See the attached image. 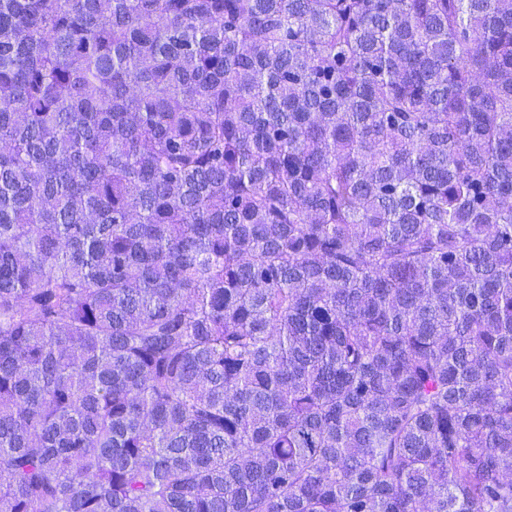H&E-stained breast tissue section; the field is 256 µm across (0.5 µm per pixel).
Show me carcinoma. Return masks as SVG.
<instances>
[{"label": "carcinoma", "mask_w": 512, "mask_h": 512, "mask_svg": "<svg viewBox=\"0 0 512 512\" xmlns=\"http://www.w3.org/2000/svg\"><path fill=\"white\" fill-rule=\"evenodd\" d=\"M0 512H512V0H0Z\"/></svg>", "instance_id": "cac0c4a2"}]
</instances>
